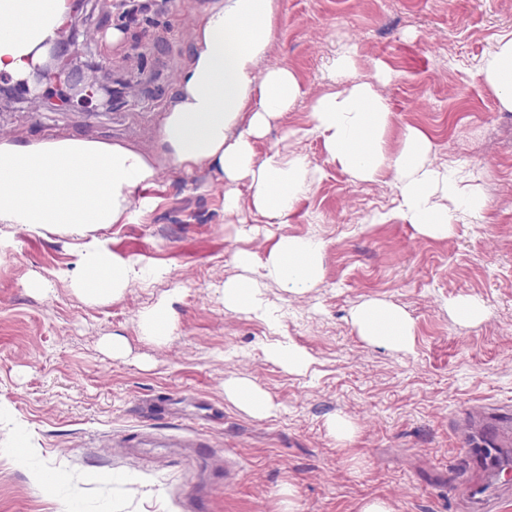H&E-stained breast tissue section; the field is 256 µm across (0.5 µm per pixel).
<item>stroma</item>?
I'll use <instances>...</instances> for the list:
<instances>
[{
    "mask_svg": "<svg viewBox=\"0 0 512 512\" xmlns=\"http://www.w3.org/2000/svg\"><path fill=\"white\" fill-rule=\"evenodd\" d=\"M211 0H82L63 36L67 63L109 81L111 105L81 97L56 110L58 79L39 94L17 78L0 99V135L78 138L139 148L160 168L152 208L135 224L101 230L110 249L167 267L166 279L93 304L67 276L76 239L19 238L0 251V512H360L381 498L393 512H465L449 487L465 448L453 426L470 407L512 410V110L477 75L498 35L512 31V0H280L267 65L291 70L307 96L256 144L308 155L316 184L285 224L224 211V184L207 169L165 162L158 131ZM119 40H112V31ZM353 44V80L386 97L397 147L422 130L435 162L478 175L483 220L451 237L418 234L396 214L389 183L353 181L322 141L285 138L310 124L312 97L333 84V62ZM388 82H376L378 69ZM380 214L384 223H373ZM323 244L321 283L304 295L266 281L276 323L224 308L221 287L240 275L238 250L267 254L281 236ZM45 290L29 288L35 277ZM480 298L475 325L456 321L450 299ZM173 300L178 330L145 339L143 310ZM370 300L405 310L411 351L364 341L351 312ZM125 343L113 354L112 337ZM290 341L313 358L286 371L267 349ZM243 378L277 407L250 416L224 395ZM358 428L337 446L328 421ZM34 452L20 459L17 437ZM232 459H225V449ZM126 475L133 495L114 492Z\"/></svg>",
    "mask_w": 512,
    "mask_h": 512,
    "instance_id": "obj_1",
    "label": "stroma"
}]
</instances>
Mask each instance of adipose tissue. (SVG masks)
Wrapping results in <instances>:
<instances>
[{
	"mask_svg": "<svg viewBox=\"0 0 512 512\" xmlns=\"http://www.w3.org/2000/svg\"><path fill=\"white\" fill-rule=\"evenodd\" d=\"M279 0H211L193 35V52L181 74L159 129L165 158L185 171L215 167L224 180V211L241 209L240 185H248L252 205L275 223H287L295 201L313 185L311 163L296 152L255 145L271 124L293 110L304 91L288 69L263 67L273 40ZM64 0H0V71L18 70L23 59L62 24ZM356 50L337 55L334 72L341 86L310 105L311 125L295 138H321L328 155L354 179L392 175L401 218L423 235L445 237L456 224L481 218L486 199L472 173L437 166L431 144L410 130L400 152L386 147L392 112L372 83H345ZM478 76L512 109V31L502 33L480 60ZM155 165L137 149L100 141L57 138L20 141L0 138V249L13 245L12 229L32 236L64 234L81 242L71 286L84 298L107 304L130 285H150L168 276L166 267L111 252L99 235L110 224L136 221L152 198L134 199L136 187L151 185ZM241 276L223 284L224 307L269 317L261 281L291 294H304L322 276V244L312 237H281L266 256L238 251ZM361 338L394 349L409 348L414 323L401 309L368 301L352 314ZM224 394L249 415L269 416L271 399L244 379H230Z\"/></svg>",
	"mask_w": 512,
	"mask_h": 512,
	"instance_id": "obj_1",
	"label": "adipose tissue"
}]
</instances>
